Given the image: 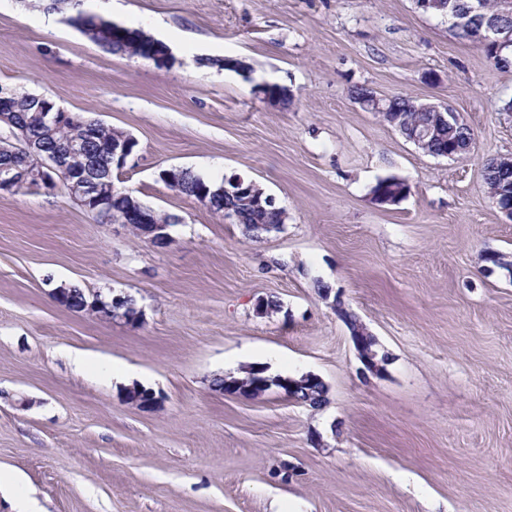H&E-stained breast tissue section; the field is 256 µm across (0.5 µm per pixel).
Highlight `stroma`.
I'll return each instance as SVG.
<instances>
[{
	"label": "stroma",
	"instance_id": "obj_1",
	"mask_svg": "<svg viewBox=\"0 0 512 512\" xmlns=\"http://www.w3.org/2000/svg\"><path fill=\"white\" fill-rule=\"evenodd\" d=\"M81 7L165 36L171 63L0 0V85L132 135L115 188L176 222L159 249L63 187L0 191V471L22 476L17 495L42 512H512V277L485 260L512 262V220L484 184L488 159L512 157V66L413 0ZM224 57L243 70L214 67ZM357 86L450 106L471 150L423 153L355 103ZM171 167L253 181L287 219L245 237L167 186ZM391 176L409 194L375 203ZM318 280L388 355L381 374H360ZM62 285L135 296L143 318L59 306ZM253 361L317 375L325 404L212 390ZM128 378L158 406L128 405Z\"/></svg>",
	"mask_w": 512,
	"mask_h": 512
}]
</instances>
